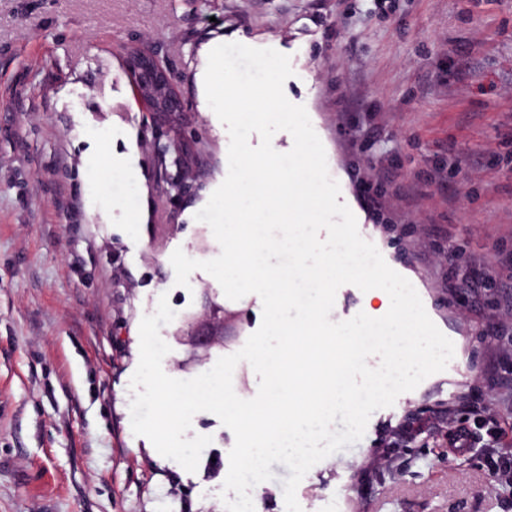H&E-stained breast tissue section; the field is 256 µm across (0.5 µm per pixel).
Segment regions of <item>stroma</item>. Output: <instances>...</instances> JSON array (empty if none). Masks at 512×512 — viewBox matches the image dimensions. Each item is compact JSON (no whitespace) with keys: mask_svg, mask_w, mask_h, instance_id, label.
<instances>
[{"mask_svg":"<svg viewBox=\"0 0 512 512\" xmlns=\"http://www.w3.org/2000/svg\"><path fill=\"white\" fill-rule=\"evenodd\" d=\"M221 37L286 54L358 231L407 278L454 344L444 371L375 411L364 437L314 465L302 512H512L493 446L512 444V0H0V512H225L234 434L196 472L131 428L139 324L167 295L164 372L191 379L235 353L259 296L226 298L175 249L221 251L195 215L223 182L229 135L203 111L202 45ZM152 52L184 111H149L125 66ZM373 183L377 203L360 182ZM140 223H132V216ZM465 274L444 287L449 262ZM224 308L205 357L184 318ZM380 316L341 286L331 320ZM472 429L448 451L430 420Z\"/></svg>","mask_w":512,"mask_h":512,"instance_id":"stroma-1","label":"stroma"}]
</instances>
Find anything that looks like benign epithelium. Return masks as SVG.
<instances>
[{"label":"benign epithelium","instance_id":"obj_1","mask_svg":"<svg viewBox=\"0 0 512 512\" xmlns=\"http://www.w3.org/2000/svg\"><path fill=\"white\" fill-rule=\"evenodd\" d=\"M126 67L134 79L138 97L145 102L150 111H184L170 70L153 54L141 49L133 50L127 56ZM188 333L189 344L193 348L206 350L224 338V324L209 317L202 326L193 324Z\"/></svg>","mask_w":512,"mask_h":512}]
</instances>
